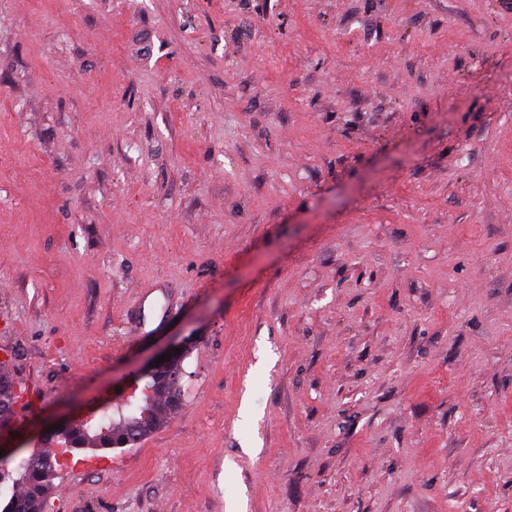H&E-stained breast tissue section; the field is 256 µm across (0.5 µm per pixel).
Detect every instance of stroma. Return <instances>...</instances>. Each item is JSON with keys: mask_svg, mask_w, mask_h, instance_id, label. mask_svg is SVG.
Instances as JSON below:
<instances>
[{"mask_svg": "<svg viewBox=\"0 0 512 512\" xmlns=\"http://www.w3.org/2000/svg\"><path fill=\"white\" fill-rule=\"evenodd\" d=\"M187 336L53 512H512V0H0L20 455ZM174 348H181L177 354L183 351L182 346L172 347L164 353L167 354L164 363L155 366L154 361V367L149 365L134 373L131 393L137 386L136 380L142 378L138 381L136 397L111 408L95 421L68 423L58 432V429H52L51 433H56L50 435V441L62 448L60 455L71 454L75 450L97 454L124 448L167 423L180 406L178 382L174 381V376L183 370V362L189 352L186 350L170 360L176 355ZM175 379L179 381L180 376H175Z\"/></svg>", "mask_w": 512, "mask_h": 512, "instance_id": "stroma-1", "label": "stroma"}]
</instances>
